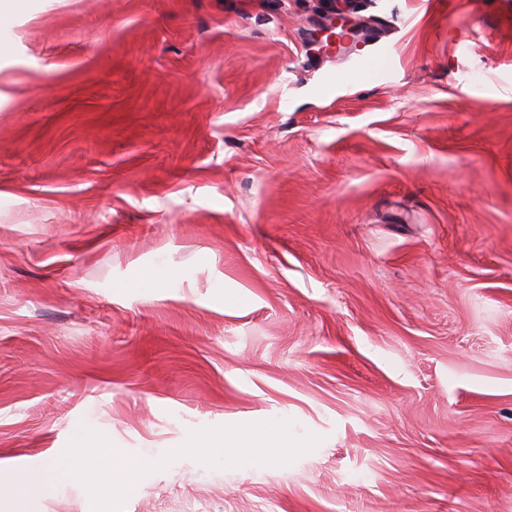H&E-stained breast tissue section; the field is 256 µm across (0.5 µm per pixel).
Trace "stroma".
Here are the masks:
<instances>
[{
    "label": "stroma",
    "mask_w": 512,
    "mask_h": 512,
    "mask_svg": "<svg viewBox=\"0 0 512 512\" xmlns=\"http://www.w3.org/2000/svg\"><path fill=\"white\" fill-rule=\"evenodd\" d=\"M326 6L0 30V470L291 419L323 438L291 465L182 458L121 512H512V0H356L323 52Z\"/></svg>",
    "instance_id": "35a3bbf8"
}]
</instances>
